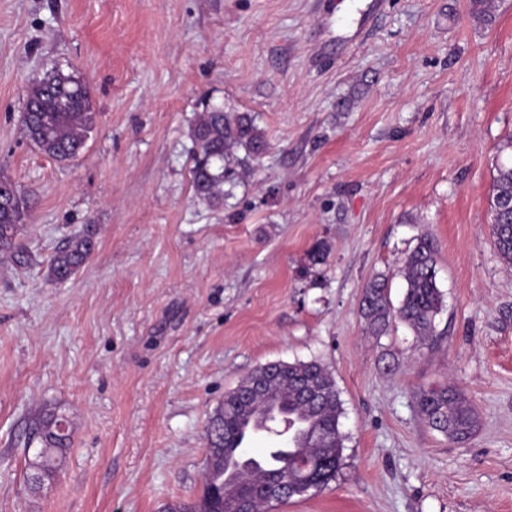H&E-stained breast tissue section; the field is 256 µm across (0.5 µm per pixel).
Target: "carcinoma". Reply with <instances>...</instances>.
<instances>
[{
  "instance_id": "obj_1",
  "label": "carcinoma",
  "mask_w": 512,
  "mask_h": 512,
  "mask_svg": "<svg viewBox=\"0 0 512 512\" xmlns=\"http://www.w3.org/2000/svg\"><path fill=\"white\" fill-rule=\"evenodd\" d=\"M471 15L478 22H494L491 0H471ZM68 100L66 108L60 101ZM91 111L90 90L83 79L59 68L45 72L27 89L20 118L23 136L42 154L67 161L86 148L88 132L95 124ZM195 146L190 171L191 186L196 198L214 204L224 202V183L242 173L246 159L263 155L268 143L255 119L247 112H226L219 105L203 104L190 128ZM244 150L246 158L237 156ZM13 207L0 211V257L13 266L25 268L32 262L22 237L23 221L28 216L30 198L19 185H14ZM492 243L500 260L512 267V165L495 166L489 195ZM95 249L91 236L71 237L51 256L50 278L58 283L70 280L90 259ZM435 239L425 234L403 262L406 288L399 305H393L384 279L376 276L361 290L360 315L365 329L373 336L388 333L393 323L407 325L424 342L435 336V320L443 306V294L437 286ZM279 374L270 373L266 364L255 369L240 384L224 394L222 402L209 418L205 428L206 456L204 484L195 502L169 504L165 512H237L239 492L253 489L250 509L270 512L273 504L293 497L294 483L307 474L309 467H318L319 490L336 480L342 466L344 436L340 430L342 401L332 374L318 361L281 362ZM281 396L288 413L307 422L308 443L285 455L270 451L264 465L252 460L236 463L233 451L244 415L251 405L264 404L271 395ZM421 418L433 430L453 441L471 436L478 423V414L471 400L454 386L424 389L417 396ZM29 440L41 444L30 469L32 479L43 483L53 479L64 465L71 441L67 420L54 412L41 416ZM234 467L237 486L224 484V470ZM288 478V491L273 500L264 496L262 488L272 479Z\"/></svg>"
}]
</instances>
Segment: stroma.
Wrapping results in <instances>:
<instances>
[{
	"instance_id": "35a3bbf8",
	"label": "stroma",
	"mask_w": 512,
	"mask_h": 512,
	"mask_svg": "<svg viewBox=\"0 0 512 512\" xmlns=\"http://www.w3.org/2000/svg\"><path fill=\"white\" fill-rule=\"evenodd\" d=\"M0 0V176L33 198L24 269L0 261V512H163L196 500L203 431L257 367L333 375L343 465L272 512H512V269L492 244L496 162L512 161V0ZM59 66L96 123L66 162L26 142L32 79ZM256 117L269 148L220 206L193 194L201 100ZM90 233L69 281L54 251ZM438 244L428 347L366 332L363 284ZM321 252L323 260L310 256ZM452 384L476 431L419 418ZM66 417L63 469L31 489L36 418ZM95 249L91 236L71 237L51 256L48 270L50 278L58 283L70 280L90 259ZM421 418L433 430L453 441H464L475 431L478 414L471 400L454 386L421 390L417 396Z\"/></svg>"
}]
</instances>
